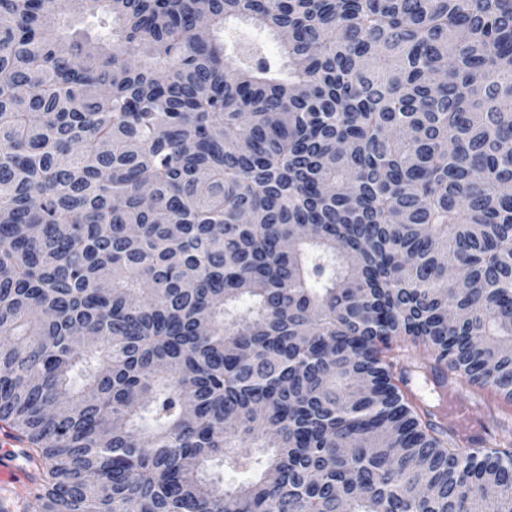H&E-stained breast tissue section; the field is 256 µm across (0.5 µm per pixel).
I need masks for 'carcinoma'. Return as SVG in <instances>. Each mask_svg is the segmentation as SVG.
<instances>
[{"label": "carcinoma", "mask_w": 512, "mask_h": 512, "mask_svg": "<svg viewBox=\"0 0 512 512\" xmlns=\"http://www.w3.org/2000/svg\"><path fill=\"white\" fill-rule=\"evenodd\" d=\"M511 187L512 0H0V423L42 512H512V429L434 421L512 405ZM490 388L482 389L473 386L470 391L462 396L460 400L468 403L472 408V425L474 424L477 433L486 437L488 443L492 444L497 438V429L492 419L489 417L481 398H487ZM460 439V446L463 448L485 446L480 440L479 435L473 433L471 430L466 432L457 433Z\"/></svg>", "instance_id": "obj_1"}]
</instances>
